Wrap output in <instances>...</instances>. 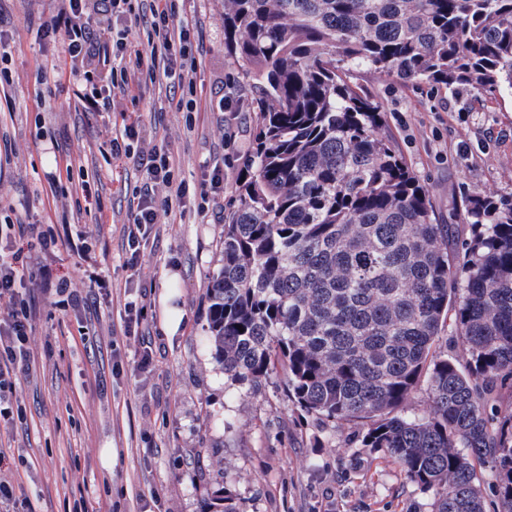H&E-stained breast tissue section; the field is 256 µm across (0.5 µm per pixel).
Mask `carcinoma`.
Masks as SVG:
<instances>
[{"instance_id": "carcinoma-1", "label": "carcinoma", "mask_w": 512, "mask_h": 512, "mask_svg": "<svg viewBox=\"0 0 512 512\" xmlns=\"http://www.w3.org/2000/svg\"><path fill=\"white\" fill-rule=\"evenodd\" d=\"M258 80L255 148L224 208L207 333L224 375L395 460L430 512H512V200L468 193V242L382 132L352 65L512 90V0H224ZM461 339L464 361L442 349ZM430 412L409 416L420 382ZM209 512H243L228 495Z\"/></svg>"}]
</instances>
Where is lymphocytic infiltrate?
Instances as JSON below:
<instances>
[{
  "mask_svg": "<svg viewBox=\"0 0 512 512\" xmlns=\"http://www.w3.org/2000/svg\"><path fill=\"white\" fill-rule=\"evenodd\" d=\"M56 14L39 24L36 36L53 44L69 59L68 68L51 63L38 69L36 82L68 76L89 108L113 111V91L128 92L136 76L165 81L176 93V111L193 126L198 110L197 74L205 56L197 22L186 11V0H58ZM134 19L135 29L117 28V21ZM139 123L112 132L106 145L111 159L133 160L144 178L132 192L131 219L124 227L130 264H137L140 244L162 216L185 210L190 187L180 176L165 146L142 148ZM0 237L43 253L57 250L52 230L23 220L5 219ZM19 254L0 251V420L14 419L19 373L28 371L33 353L28 346L33 302L18 267Z\"/></svg>",
  "mask_w": 512,
  "mask_h": 512,
  "instance_id": "1",
  "label": "lymphocytic infiltrate"
}]
</instances>
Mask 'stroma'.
Wrapping results in <instances>:
<instances>
[{
  "label": "stroma",
  "mask_w": 512,
  "mask_h": 512,
  "mask_svg": "<svg viewBox=\"0 0 512 512\" xmlns=\"http://www.w3.org/2000/svg\"><path fill=\"white\" fill-rule=\"evenodd\" d=\"M189 6L207 48L201 101L220 83L225 98L240 103L236 112H198L191 130L179 112L157 122L154 112L167 99L156 83L122 96L120 113L84 111L65 78L35 86L38 67L55 52L37 40L36 28L58 4L0 0V43L11 54L16 102L15 111L0 113L11 154L0 168V219L13 209L60 236L78 234L107 286L145 306V332L134 335L109 294L90 313L52 306L49 287L31 289L35 362L17 385L23 421L0 423V478L12 486L17 512H71L81 497L89 512H205L216 491L244 512H429L428 496L391 457L362 447L353 425L319 427L288 401L284 377L253 394L212 357L206 286L221 258L224 205L252 149L255 114L248 65L224 51L222 0ZM349 77L379 105L387 134L426 188L437 222L454 225L457 243L471 237L461 221L469 191L512 198V91L404 82L366 67ZM124 120L165 144L190 186L201 182L206 161L224 157L223 193L204 212L190 206L183 219L155 225L133 266L122 226L142 173L100 151L107 131ZM56 156L70 161L73 178L54 200L46 173ZM87 173L99 177L89 199L81 190ZM29 264L68 278L77 291L90 288L76 253L35 252Z\"/></svg>",
  "instance_id": "stroma-1"
}]
</instances>
